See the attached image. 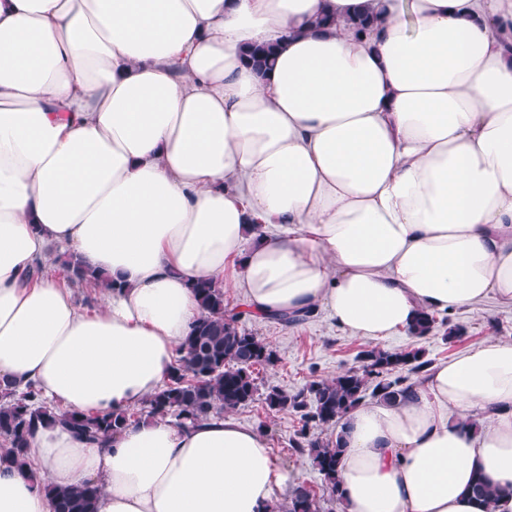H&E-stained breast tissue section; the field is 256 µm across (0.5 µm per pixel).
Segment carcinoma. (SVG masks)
Returning <instances> with one entry per match:
<instances>
[{
    "instance_id": "carcinoma-1",
    "label": "carcinoma",
    "mask_w": 512,
    "mask_h": 512,
    "mask_svg": "<svg viewBox=\"0 0 512 512\" xmlns=\"http://www.w3.org/2000/svg\"><path fill=\"white\" fill-rule=\"evenodd\" d=\"M260 71L273 62L271 45H255L247 53ZM68 282L103 291L119 288L88 269L71 254L64 263ZM202 308L185 337L175 375L145 402L146 416H169L181 426H192L214 415L231 412L250 404L258 393L255 370L278 362L277 354L262 339L241 325L244 313L226 308L222 286L206 281L192 285ZM436 325L433 314L423 312L408 329L415 338L430 334ZM359 365L336 376L313 379L300 389L285 392L267 388L264 401L271 412L288 411L299 416V426L291 449L308 456L328 493L327 502H340L338 465L344 452L342 432L323 438L317 430L344 425L347 414L370 397L396 405L406 400L421 383L433 364L421 347L386 350L367 347L357 355ZM135 422L127 412L90 415L51 407L32 384L19 391L13 383L0 380V464L23 466L27 463L28 439L41 425L62 423L92 443H105ZM54 512H96L100 488L92 483L80 487L47 489ZM472 493L492 512L497 492L481 474L476 475ZM270 512H333L324 509L307 487L293 489L288 500L276 502Z\"/></svg>"
}]
</instances>
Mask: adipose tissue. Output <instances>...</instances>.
Listing matches in <instances>:
<instances>
[{"label": "adipose tissue", "mask_w": 512, "mask_h": 512, "mask_svg": "<svg viewBox=\"0 0 512 512\" xmlns=\"http://www.w3.org/2000/svg\"><path fill=\"white\" fill-rule=\"evenodd\" d=\"M376 23L364 36L356 12ZM276 47L258 75L254 45ZM120 281L93 311L50 251ZM225 283L259 317L379 341L512 305V0H0V378L70 411L139 408ZM343 512H512V339L345 420ZM0 512H269L289 477L232 414L106 445L38 428ZM46 490L52 495L54 512H95L96 501L101 492L92 483L58 490L47 487Z\"/></svg>", "instance_id": "adipose-tissue-1"}]
</instances>
